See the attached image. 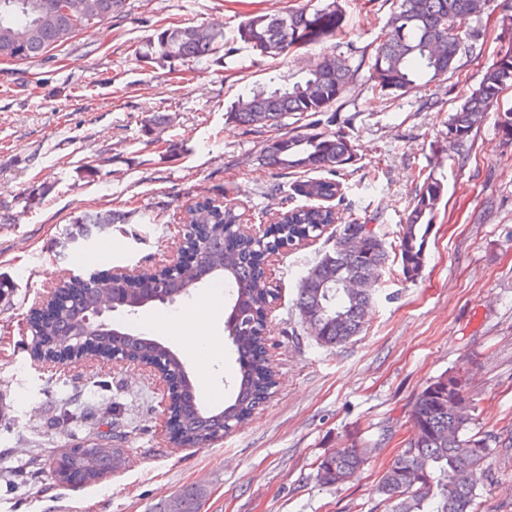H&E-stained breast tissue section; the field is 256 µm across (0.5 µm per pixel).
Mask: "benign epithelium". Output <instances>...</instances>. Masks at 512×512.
<instances>
[{"instance_id":"obj_1","label":"benign epithelium","mask_w":512,"mask_h":512,"mask_svg":"<svg viewBox=\"0 0 512 512\" xmlns=\"http://www.w3.org/2000/svg\"><path fill=\"white\" fill-rule=\"evenodd\" d=\"M208 224H179L178 246L153 270L139 272H112L108 275H72L51 289L41 305L33 308L28 322L33 350L45 362L54 361L59 353L78 357L92 351H104L114 366L138 365L154 373L167 387L166 407H171L175 395L183 387H193L185 365L168 347L131 332L122 322L103 318L107 312L125 309L134 312L153 303H173L198 287L203 278L198 274L202 262L199 253L207 242ZM268 224H232L224 234L247 237L255 248V255L264 256V271L260 282L273 289L270 266L283 252L297 247V242L270 241ZM75 315L74 326L53 338L51 345L42 343L41 329L50 319ZM219 426L205 435L209 442L232 432L236 419L224 420L217 416ZM95 448L91 443L79 444L66 452L64 460H75L84 473L94 468Z\"/></svg>"}]
</instances>
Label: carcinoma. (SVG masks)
Wrapping results in <instances>:
<instances>
[{
    "label": "carcinoma",
    "mask_w": 512,
    "mask_h": 512,
    "mask_svg": "<svg viewBox=\"0 0 512 512\" xmlns=\"http://www.w3.org/2000/svg\"><path fill=\"white\" fill-rule=\"evenodd\" d=\"M79 0H0V56L26 61L61 47L66 36L93 24L79 16L72 5ZM488 0H395L388 36L372 42L362 51L360 63L367 66L370 80L382 91L409 92L417 83L434 81L456 69L464 48L463 28L483 14ZM342 24L336 0L313 10L295 7L275 16H255L238 28L240 39L266 56H278L319 40ZM224 46V32L206 26H171L157 36L154 48L161 55L195 61L214 55ZM356 68L351 54L323 58L305 80L285 83L282 77L269 79L270 86L251 88L238 97L229 117L248 132H262L286 126L285 119L305 121V130L268 139L263 148L265 165L278 170L298 169L321 172L330 178H308L294 183L295 194L310 201L282 213L278 223L288 227V235L306 236L305 226L340 225L336 246L302 277L295 302L305 332L326 347L348 342L359 335L373 304V293L347 295L339 281L366 270L376 272L388 260L382 239L369 219L342 220L332 208L315 206L313 200L343 197L342 182L354 153L349 135L342 131H322L308 117L326 112L345 94ZM512 87V52L489 67L469 98L448 119L449 144L465 146L485 113L499 104L505 90ZM441 199V186L425 178L416 190L410 211L400 225L398 258L403 273L419 275L425 266L432 218ZM191 224H242L246 213L219 196L203 195L187 207ZM125 218L110 210L73 217L71 239L88 236L99 224H122ZM361 235L358 250L341 248L347 235ZM237 250V263L226 278L233 287V302L245 314L259 307L265 293L256 281L255 261H245L250 241L236 245L212 233L205 249L218 253ZM263 339L246 336L236 342L242 377L234 403L224 407V416L243 418L264 399L275 385L272 371L256 357ZM190 392L181 396L179 406L187 413L182 428L188 434L201 431V419L188 405ZM410 434L380 478L377 492L382 512H477L479 479L490 454L485 438L471 433L473 418L462 379L442 376L429 383L416 397L409 416ZM369 459L365 448H334L317 465V476L325 486L341 485L362 469ZM122 464L116 448H102L95 458L97 476L112 473ZM478 474V481L463 483L464 469ZM179 512H201L196 489L177 492Z\"/></svg>",
    "instance_id": "obj_1"
}]
</instances>
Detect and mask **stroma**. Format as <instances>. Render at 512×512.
<instances>
[{
  "label": "stroma",
  "mask_w": 512,
  "mask_h": 512,
  "mask_svg": "<svg viewBox=\"0 0 512 512\" xmlns=\"http://www.w3.org/2000/svg\"><path fill=\"white\" fill-rule=\"evenodd\" d=\"M324 0H127L123 16L80 31L66 46L23 63H0V276L16 284L0 301V512H150L195 486L202 512H375L376 485L408 437L417 394L442 375L465 383L473 432L512 430V142L502 108L491 109L467 143L448 146V117L487 68L512 51V0H490L473 19L454 73L399 95L376 89L367 68L318 115L322 130L349 132L356 154L333 206L344 218L372 216L390 258L363 332L345 345L317 344L294 306L297 288L335 230L280 256L267 334L276 384L266 402L223 438L173 444L152 373L86 357L47 370L27 344L30 309L72 273L147 270L175 250V226L197 197L243 204L252 223H273L303 205L299 171L263 164V134L226 112L246 88L280 74L301 80L329 52L361 51L389 32L392 0H338L341 33L272 58L237 39L256 15ZM218 25L222 56L171 61L134 56L174 25ZM163 117L146 130L145 122ZM97 156L98 169L85 163ZM442 187L421 274L403 276L395 257L400 226L425 178ZM110 210L128 221L108 236L72 243L74 216ZM155 215L152 224L144 215ZM205 281L177 298L181 319L216 337L206 394L220 411L241 375L224 321L230 300L210 304ZM165 304L114 317L168 347L156 328ZM100 441L124 463L95 481L59 483L53 472L75 445ZM344 445L373 456L346 484L325 486L317 462ZM479 512H512V451L486 463Z\"/></svg>",
  "instance_id": "stroma-1"
}]
</instances>
